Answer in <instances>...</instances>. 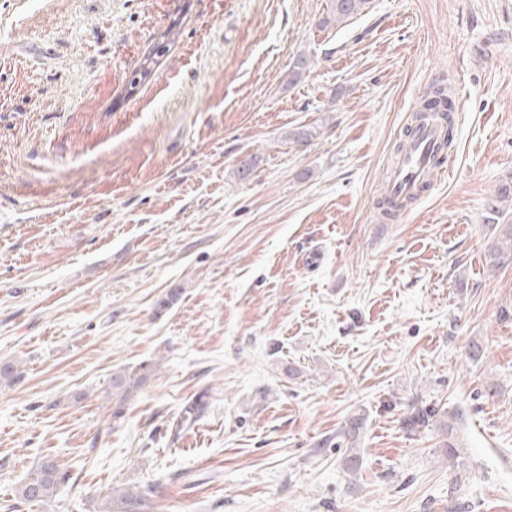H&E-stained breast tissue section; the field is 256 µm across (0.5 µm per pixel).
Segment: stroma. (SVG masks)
I'll return each mask as SVG.
<instances>
[{"mask_svg": "<svg viewBox=\"0 0 512 512\" xmlns=\"http://www.w3.org/2000/svg\"><path fill=\"white\" fill-rule=\"evenodd\" d=\"M329 6L0 0V512H99L122 485L154 486L150 512H512V266L489 260L512 0ZM440 80L454 171L373 223ZM146 364L113 419V374ZM45 460L68 482L21 502ZM367 3L368 0H331L329 14L324 22L325 24L342 23L354 15L363 13ZM175 25L169 26L163 33H161L162 40L158 41L152 49L149 51L147 55L144 56L143 62L138 70L132 73V80L130 82V85H135L134 83H140L142 79H146L152 72V66L155 65L156 57H160L161 55L165 54L167 50H169V43L172 42L173 36L175 35ZM150 61L149 70L145 71L143 68L145 64ZM139 77V82L138 78Z\"/></svg>", "mask_w": 512, "mask_h": 512, "instance_id": "35a3bbf8", "label": "stroma"}]
</instances>
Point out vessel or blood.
I'll list each match as a JSON object with an SVG mask.
<instances>
[{
  "label": "vessel or blood",
  "mask_w": 512,
  "mask_h": 512,
  "mask_svg": "<svg viewBox=\"0 0 512 512\" xmlns=\"http://www.w3.org/2000/svg\"><path fill=\"white\" fill-rule=\"evenodd\" d=\"M450 131L446 121L410 126L406 149L387 174L385 196L392 207L416 196L422 187L431 185L432 174L443 172L442 146Z\"/></svg>",
  "instance_id": "b4317fda"
}]
</instances>
